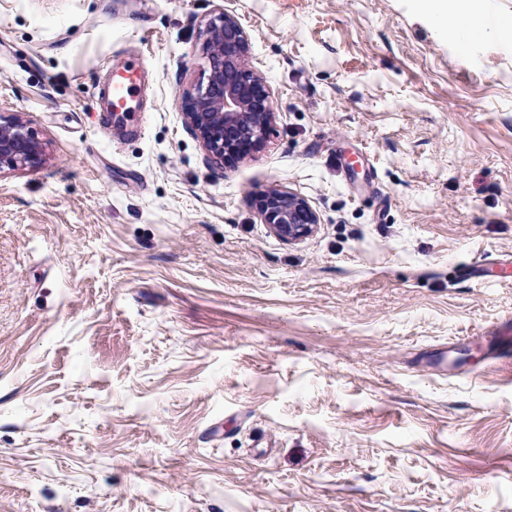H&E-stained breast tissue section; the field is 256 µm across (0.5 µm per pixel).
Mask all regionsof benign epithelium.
<instances>
[{"mask_svg": "<svg viewBox=\"0 0 512 512\" xmlns=\"http://www.w3.org/2000/svg\"><path fill=\"white\" fill-rule=\"evenodd\" d=\"M201 51L202 75L182 93L181 109L208 161L222 168L265 143L273 103L265 82L249 67V38L236 16L221 11L211 17L201 32ZM45 160V145L30 122L0 110V173L35 170ZM255 205L270 231L289 243L308 237L319 223L309 203L288 192L265 191Z\"/></svg>", "mask_w": 512, "mask_h": 512, "instance_id": "7a95c632", "label": "benign epithelium"}]
</instances>
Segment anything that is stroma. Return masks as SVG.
I'll use <instances>...</instances> for the list:
<instances>
[{
	"mask_svg": "<svg viewBox=\"0 0 512 512\" xmlns=\"http://www.w3.org/2000/svg\"><path fill=\"white\" fill-rule=\"evenodd\" d=\"M237 15L273 99L210 164L180 96ZM0 0V512H512V0ZM152 66L131 131L97 87ZM319 222L288 243L253 203ZM463 343L441 374L416 361ZM423 6L444 23L449 29H455L462 25L478 26L479 14L471 12L465 6L457 10L448 9L447 0H422ZM46 160L45 145L30 122L17 112L0 110V173L35 170ZM254 201L263 224H267L275 236L289 243L311 235L319 222L316 212L306 200L288 192L264 191Z\"/></svg>",
	"mask_w": 512,
	"mask_h": 512,
	"instance_id": "1",
	"label": "stroma"
}]
</instances>
